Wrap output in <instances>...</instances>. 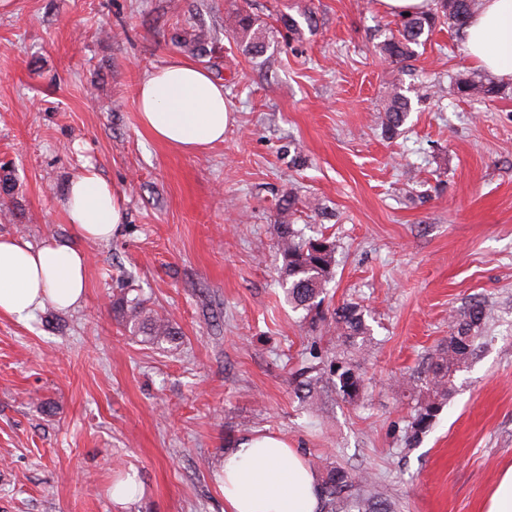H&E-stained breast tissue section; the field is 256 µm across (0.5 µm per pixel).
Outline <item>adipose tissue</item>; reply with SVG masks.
<instances>
[{
  "label": "adipose tissue",
  "mask_w": 512,
  "mask_h": 512,
  "mask_svg": "<svg viewBox=\"0 0 512 512\" xmlns=\"http://www.w3.org/2000/svg\"><path fill=\"white\" fill-rule=\"evenodd\" d=\"M471 58L487 73L512 81V0H483L464 32ZM141 126L186 153L224 139L232 109L224 85L175 57L137 87ZM64 211L74 242L34 246L0 235V315L23 322L46 307L67 310L85 294L87 258L77 240L110 241L124 218L123 199L96 169L72 179ZM214 479L224 512H319L321 482L299 449L272 435H247L224 452Z\"/></svg>",
  "instance_id": "1"
}]
</instances>
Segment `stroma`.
<instances>
[{
	"mask_svg": "<svg viewBox=\"0 0 512 512\" xmlns=\"http://www.w3.org/2000/svg\"><path fill=\"white\" fill-rule=\"evenodd\" d=\"M237 8L268 30L260 57L225 29ZM395 23L379 0H0V234L70 238L65 189L88 164L125 211L111 242L79 243L81 305L0 316V512H224L215 464L248 434L288 439L321 476L370 473L392 512H483L512 465V92L454 95L477 66L445 28L390 64L379 45ZM195 27L233 120L185 154L141 127L136 88L194 60ZM396 86L412 110L388 139L376 116ZM291 194L294 223L336 242L325 311L360 303L372 329L351 401L327 378L314 404L295 394V372L343 345L278 283ZM121 288L176 339L134 338L112 312ZM476 299L489 337L412 435L402 382ZM132 473L143 497L115 504Z\"/></svg>",
	"mask_w": 512,
	"mask_h": 512,
	"instance_id": "35a3bbf8",
	"label": "stroma"
}]
</instances>
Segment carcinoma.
<instances>
[{
	"instance_id": "1",
	"label": "carcinoma",
	"mask_w": 512,
	"mask_h": 512,
	"mask_svg": "<svg viewBox=\"0 0 512 512\" xmlns=\"http://www.w3.org/2000/svg\"><path fill=\"white\" fill-rule=\"evenodd\" d=\"M481 6V0H435V8L428 13L400 17L395 32L382 42L380 51L390 62L401 64L416 55V48L425 45L437 27L446 26L456 32L464 30ZM230 20V30L242 51L251 57L262 55L267 35L259 18L238 8ZM454 88L457 95L469 98L491 99L502 93L498 83L479 73L458 76ZM409 112L408 98L399 87H394L378 116L382 133L389 138L400 134ZM276 237L283 259L281 286L288 303L303 310L307 317H320L322 295L335 266V242L323 235L305 237L286 217L276 225ZM112 308L125 319L130 333L144 343L159 347L176 336V329L169 320L147 307V299L133 288L120 289L113 296ZM490 317L488 306L475 302L454 319L448 344L431 357L424 376L425 395L417 399L414 406L412 432L421 433L430 426L448 396L451 376L473 355ZM329 326L348 343L342 355L330 361L329 372L336 377L334 387L339 393L353 400L364 388L359 359L370 340L371 328L366 323L364 310L356 303L336 308ZM322 494L329 512H386L367 476L352 475L340 467L327 469Z\"/></svg>"
}]
</instances>
